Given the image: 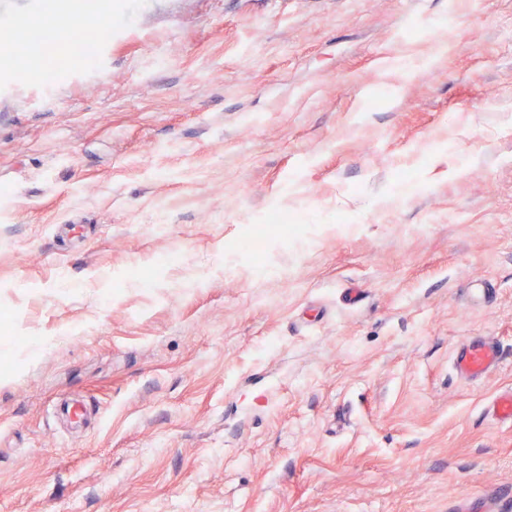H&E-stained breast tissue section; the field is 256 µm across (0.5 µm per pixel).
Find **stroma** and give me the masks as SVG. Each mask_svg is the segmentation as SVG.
I'll use <instances>...</instances> for the list:
<instances>
[{"instance_id": "obj_1", "label": "stroma", "mask_w": 512, "mask_h": 512, "mask_svg": "<svg viewBox=\"0 0 512 512\" xmlns=\"http://www.w3.org/2000/svg\"><path fill=\"white\" fill-rule=\"evenodd\" d=\"M104 7L59 72L35 0H0V512L512 490L487 413L512 390V0ZM274 209L306 218L259 271L241 243ZM484 335L503 362L464 382ZM503 360V348L497 337L472 336L463 339L454 350L453 370L469 383H478Z\"/></svg>"}]
</instances>
